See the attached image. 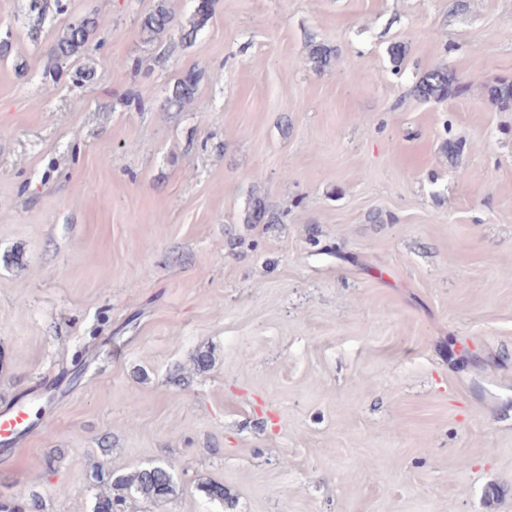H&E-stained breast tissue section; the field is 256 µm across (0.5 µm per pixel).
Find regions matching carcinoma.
Segmentation results:
<instances>
[{"mask_svg":"<svg viewBox=\"0 0 512 512\" xmlns=\"http://www.w3.org/2000/svg\"><path fill=\"white\" fill-rule=\"evenodd\" d=\"M216 0H198L189 26L181 27L180 39L192 41L197 32L208 22L214 11ZM30 12L36 14L31 35L38 37L40 26L45 17L54 12L64 14L68 10L67 0H30ZM176 20V9L173 0H158L154 10L139 20V30L147 41H153L165 35ZM99 28L98 18L93 14L72 18L59 31L54 40L45 66V77L56 81L75 67L74 77L80 81H92L96 72L91 66H75L81 59L88 58L93 41ZM333 50L324 44H314L309 51V58L318 70L325 69L332 61ZM200 82V73L192 68L183 72L168 89L165 96L164 109L181 112L191 105L196 97ZM491 101L500 109H512V80L494 79L484 85ZM466 91L465 85L459 82L456 74L445 68L438 67L427 71L415 86V93L423 100L443 101L450 95H459ZM251 224H276L282 222L279 214L272 212L261 198L252 200L247 216ZM114 493H101L95 498L93 512H122L123 503L129 494L148 503L156 502L172 496L176 492L174 477L165 466H153L137 469L129 474L121 475L112 483Z\"/></svg>","mask_w":512,"mask_h":512,"instance_id":"1","label":"carcinoma"}]
</instances>
